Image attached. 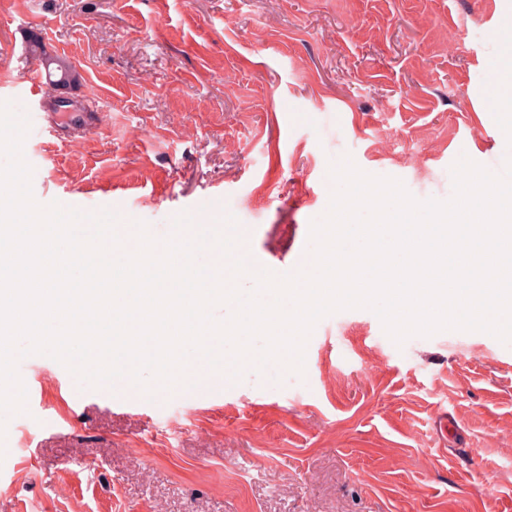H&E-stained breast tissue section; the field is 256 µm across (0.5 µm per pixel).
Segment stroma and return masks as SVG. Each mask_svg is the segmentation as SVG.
<instances>
[{
	"instance_id": "1",
	"label": "stroma",
	"mask_w": 512,
	"mask_h": 512,
	"mask_svg": "<svg viewBox=\"0 0 512 512\" xmlns=\"http://www.w3.org/2000/svg\"><path fill=\"white\" fill-rule=\"evenodd\" d=\"M0 0V102L28 121L32 193L133 211L150 234L212 197L269 272L309 252L331 163L448 201L451 167L512 158L483 62L503 0ZM81 76L96 121L47 132L26 50ZM0 512H512V344L447 330L395 344L367 309L322 318L304 372L246 369L224 391L104 393L22 358ZM82 395L70 401L69 391Z\"/></svg>"
}]
</instances>
